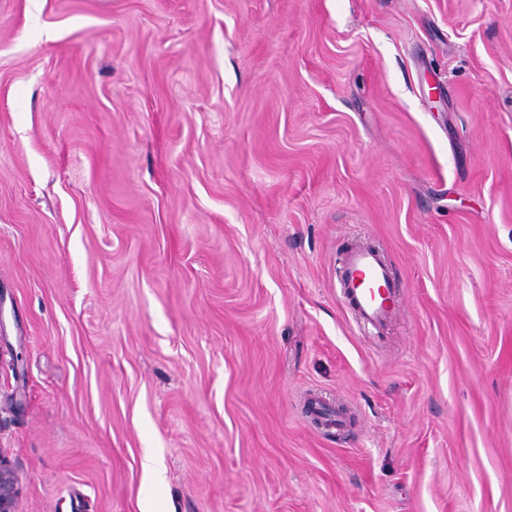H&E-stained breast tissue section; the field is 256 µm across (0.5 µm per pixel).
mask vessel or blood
Instances as JSON below:
<instances>
[{"label": "vessel or blood", "instance_id": "obj_1", "mask_svg": "<svg viewBox=\"0 0 512 512\" xmlns=\"http://www.w3.org/2000/svg\"><path fill=\"white\" fill-rule=\"evenodd\" d=\"M340 294L359 324L378 327L395 315L398 285L378 251L356 247L344 259Z\"/></svg>", "mask_w": 512, "mask_h": 512}]
</instances>
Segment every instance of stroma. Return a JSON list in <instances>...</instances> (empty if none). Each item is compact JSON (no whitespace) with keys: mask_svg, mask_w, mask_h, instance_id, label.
<instances>
[{"mask_svg":"<svg viewBox=\"0 0 512 512\" xmlns=\"http://www.w3.org/2000/svg\"><path fill=\"white\" fill-rule=\"evenodd\" d=\"M0 453L19 512H512V0H0ZM377 287L383 288L384 295L376 293ZM339 288L359 324L382 326L396 314L394 297L399 286L389 266L372 248L361 246L348 252Z\"/></svg>","mask_w":512,"mask_h":512,"instance_id":"35a3bbf8","label":"stroma"}]
</instances>
